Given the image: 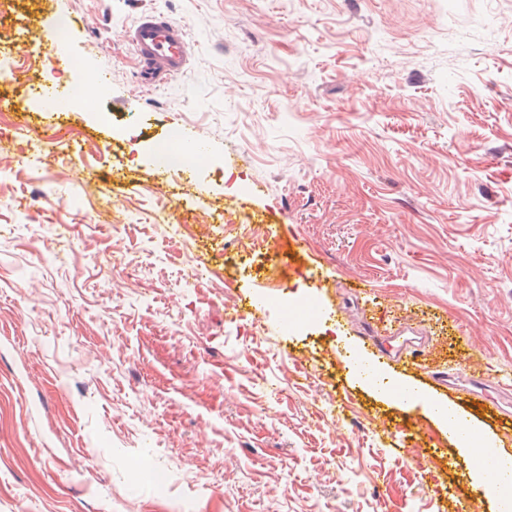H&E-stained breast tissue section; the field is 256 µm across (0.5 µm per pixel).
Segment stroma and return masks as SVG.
<instances>
[{
    "label": "stroma",
    "mask_w": 512,
    "mask_h": 512,
    "mask_svg": "<svg viewBox=\"0 0 512 512\" xmlns=\"http://www.w3.org/2000/svg\"><path fill=\"white\" fill-rule=\"evenodd\" d=\"M146 11L193 43L153 86ZM0 50V512H498L383 388L512 376V0H0ZM61 57L108 72L90 107L33 95ZM184 122L211 165L179 181ZM17 123L57 131L39 168Z\"/></svg>",
    "instance_id": "stroma-1"
}]
</instances>
